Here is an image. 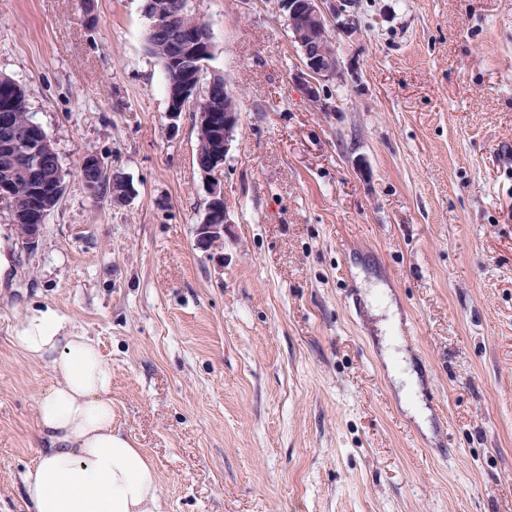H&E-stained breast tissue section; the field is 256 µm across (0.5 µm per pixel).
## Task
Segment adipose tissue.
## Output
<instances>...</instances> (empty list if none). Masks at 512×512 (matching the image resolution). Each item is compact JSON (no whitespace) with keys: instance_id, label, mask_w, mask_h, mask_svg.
Returning a JSON list of instances; mask_svg holds the SVG:
<instances>
[{"instance_id":"1","label":"adipose tissue","mask_w":512,"mask_h":512,"mask_svg":"<svg viewBox=\"0 0 512 512\" xmlns=\"http://www.w3.org/2000/svg\"><path fill=\"white\" fill-rule=\"evenodd\" d=\"M12 342L52 372L35 404L41 448L22 474L28 512H157L156 468L112 426V366L95 341L49 307Z\"/></svg>"}]
</instances>
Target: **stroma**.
Wrapping results in <instances>:
<instances>
[{"label":"stroma","instance_id":"35a3bbf8","mask_svg":"<svg viewBox=\"0 0 512 512\" xmlns=\"http://www.w3.org/2000/svg\"><path fill=\"white\" fill-rule=\"evenodd\" d=\"M354 2L315 103L278 0H193L240 114L219 266L145 0H0V75L68 173L32 250L0 204V512L51 379L12 338L46 307L111 362L159 512H512V0ZM82 168H85L87 171V177L84 178V184L87 188V190L91 193H95L96 186L98 184V178L103 175L111 176L113 182H111L110 178L103 179L97 188V195L105 196V195H112V193H115L117 190L120 189V184L115 183L116 177L118 179L120 178L122 180L121 184L123 186L124 194L121 198V203L117 202L115 197H113L111 200L113 203L116 204H122L127 202L129 198H131L133 195H135V189L133 185L123 177V175L116 171L112 170L111 173V167H109L108 163L105 162L104 158L100 157L99 155L95 153H88L86 154L81 162Z\"/></svg>","mask_w":512,"mask_h":512}]
</instances>
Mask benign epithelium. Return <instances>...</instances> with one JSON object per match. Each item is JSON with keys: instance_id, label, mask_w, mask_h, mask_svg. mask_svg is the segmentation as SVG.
Returning <instances> with one entry per match:
<instances>
[{"instance_id": "benign-epithelium-1", "label": "benign epithelium", "mask_w": 512, "mask_h": 512, "mask_svg": "<svg viewBox=\"0 0 512 512\" xmlns=\"http://www.w3.org/2000/svg\"><path fill=\"white\" fill-rule=\"evenodd\" d=\"M350 4L351 0H343V3L336 6V11L333 12L326 10L324 0H280L281 9L291 25L293 40L297 43L302 55L304 90L309 100L313 102L321 101L322 87L341 74L342 61L332 47L330 28L352 27L347 10ZM151 6L152 3L148 0L145 4V13L150 19L148 29L169 38L170 49L178 53L177 60L182 61L211 50L205 22L197 21L196 29L186 34L176 29L169 20H161L153 15ZM176 88L177 97L168 98L169 120L176 121L186 106L191 104L196 109L197 122L216 130L214 145L210 152L199 151L195 157L197 169L206 182L209 195L203 218L196 227V245L205 250L211 244L224 241L227 224L230 223L221 183L222 161L235 138L239 126V113L231 92L222 89L220 85H209L205 101L201 103L198 102L196 87L192 84H178ZM220 92L224 93V112H213L207 107L208 100ZM0 128L3 129L4 138L7 141L6 150L18 153L29 145L34 147L35 162L20 170V173L35 185L33 194L41 199L45 196L44 189L51 188L54 197L62 198L65 191V185L61 182L63 169L56 149L43 128L36 124L32 130L21 131L14 125L12 115L8 112L0 113ZM81 167L87 171L84 184L88 191L96 190L99 177L110 175L122 179L124 195L121 202L125 203L135 195L133 185L123 178L120 172L111 170L108 163L99 155L86 154L82 159ZM42 229L41 224L28 225L26 234L17 237L19 248L27 251L34 248Z\"/></svg>"}]
</instances>
